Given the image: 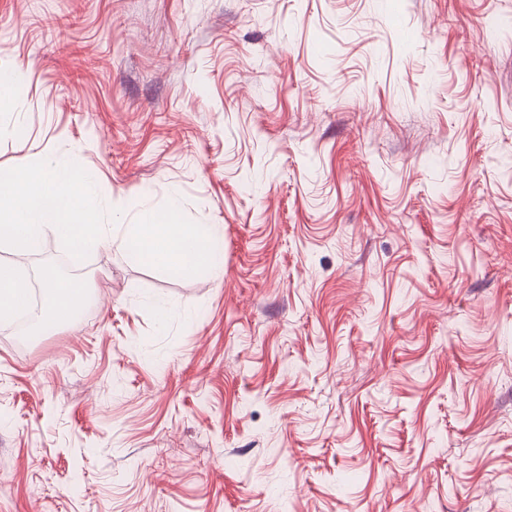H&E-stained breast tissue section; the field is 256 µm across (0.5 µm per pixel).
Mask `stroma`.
Wrapping results in <instances>:
<instances>
[{
  "label": "stroma",
  "instance_id": "35a3bbf8",
  "mask_svg": "<svg viewBox=\"0 0 512 512\" xmlns=\"http://www.w3.org/2000/svg\"><path fill=\"white\" fill-rule=\"evenodd\" d=\"M0 70V169L219 244L26 258L0 512H512V0H0ZM43 304L38 322L48 327L63 321L65 314H70L83 301L82 290L78 285L55 279L51 273L45 272L41 279Z\"/></svg>",
  "mask_w": 512,
  "mask_h": 512
}]
</instances>
